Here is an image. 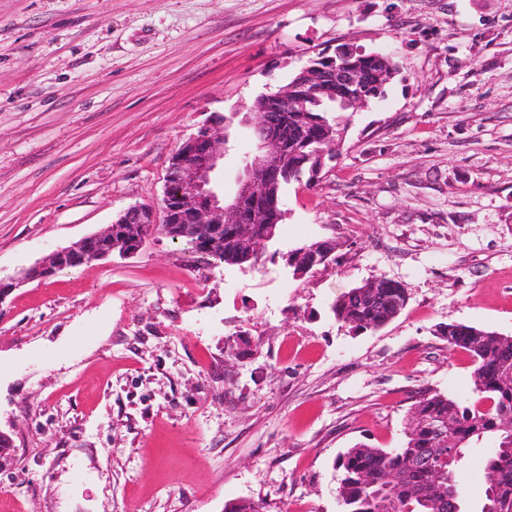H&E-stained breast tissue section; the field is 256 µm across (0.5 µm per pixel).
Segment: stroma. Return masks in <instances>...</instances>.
<instances>
[{
	"label": "stroma",
	"mask_w": 512,
	"mask_h": 512,
	"mask_svg": "<svg viewBox=\"0 0 512 512\" xmlns=\"http://www.w3.org/2000/svg\"><path fill=\"white\" fill-rule=\"evenodd\" d=\"M393 54L257 266L163 236L0 303V512H342L338 456L399 447L419 395L474 398L438 326L512 336V0H0V276L158 203L214 115L232 194L244 118L318 54ZM332 239L296 278L289 251ZM377 277L405 308L336 320ZM363 287L364 285H361L350 289L339 296L332 306L336 319L348 324L356 332L376 330L382 327L388 321L395 318L407 304V295L402 296L397 293V288H404L397 281L387 285L382 283L380 279L375 278L370 280L367 286ZM366 288H370L367 297L380 301L383 300L380 297L381 288H389L392 294L391 301L387 302L386 305L390 308L393 303L392 300H394L397 307L392 305L390 309H387L383 304L368 302L364 297L367 291Z\"/></svg>",
	"instance_id": "35a3bbf8"
}]
</instances>
